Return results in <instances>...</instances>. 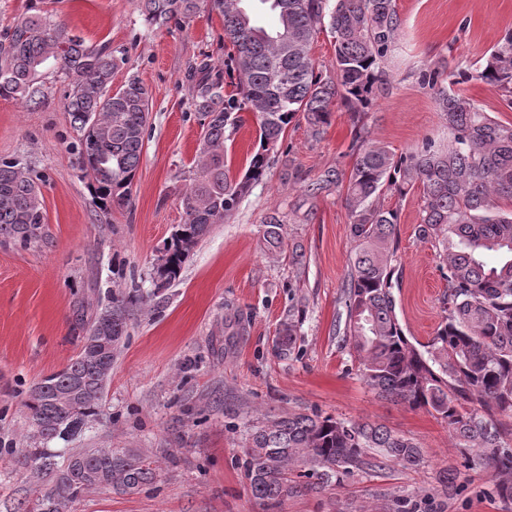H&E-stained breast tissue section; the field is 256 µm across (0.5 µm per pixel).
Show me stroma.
<instances>
[{
	"label": "stroma",
	"mask_w": 512,
	"mask_h": 512,
	"mask_svg": "<svg viewBox=\"0 0 512 512\" xmlns=\"http://www.w3.org/2000/svg\"><path fill=\"white\" fill-rule=\"evenodd\" d=\"M400 35L386 66V85L364 117L373 142L398 153L424 139L448 140V125L419 84L428 67L475 69L512 29V0H396ZM54 21L88 42H110L127 61L113 89L137 77L150 94V114L132 201L97 206L90 176L70 150L76 133L63 107L64 83L47 79L48 98L31 110L0 99V159L19 157L42 176L45 242L0 244V512H31L30 483L7 455L27 428L24 402L44 377L78 353L84 331L78 308L95 313L106 293L138 288L92 428L77 448H122L157 461L153 488L130 495L91 490L70 512H268L249 490L243 445L258 411L318 412L381 425L412 438L422 463L395 461L356 472L343 484L288 499L279 512H392L399 499L420 512H512L493 492L490 469L464 464L448 424L423 410L377 397L357 376L354 356L336 334L344 312L342 285L353 250L341 192L309 186L327 171H350L352 124L336 107L313 136L304 119L289 125L270 155L264 179L234 214L213 225L179 279L156 289L151 269L186 213L182 194L194 170L203 130L188 72L201 59L224 69V92L238 73L217 13L201 9L189 24H149L142 0H53ZM224 142L233 175H241L257 142V121L241 111ZM398 209V314L406 335L433 336L447 282L436 248L415 235L420 192L385 194ZM284 221V250H269L271 215ZM302 245L307 265L294 269L288 245ZM301 300L296 347H273L292 300Z\"/></svg>",
	"instance_id": "obj_1"
}]
</instances>
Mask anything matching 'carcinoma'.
Returning a JSON list of instances; mask_svg holds the SVG:
<instances>
[{"instance_id":"cac0c4a2","label":"carcinoma","mask_w":512,"mask_h":512,"mask_svg":"<svg viewBox=\"0 0 512 512\" xmlns=\"http://www.w3.org/2000/svg\"><path fill=\"white\" fill-rule=\"evenodd\" d=\"M205 1L222 17L240 98L224 96L218 66L203 61L189 74L191 104L204 135L183 195L187 219L171 237L165 270L152 268L155 286L176 281L211 226L224 223L250 186L265 177L268 155L294 119L302 117L317 136L330 125L336 103L344 104L354 126L352 169L347 175L327 173L313 189L316 194L333 184L345 187L350 217L354 251L341 294L346 317L336 335L354 352L357 374L367 386L385 400L444 419L465 463L486 465L494 492L512 500V446L500 421L512 418V212L498 210L499 200H512V122L452 91L454 85L481 81L512 105V31L474 71H423L421 85L448 123V144L427 139L398 155L373 143L363 123L400 29L395 0H257L277 15V27L269 31L246 0H144L146 21L185 25ZM42 3L28 0L25 12L0 30V98L39 106L47 74L67 81L63 106L77 132L78 163L92 177L93 199L106 209L125 208L144 147L148 89L132 77L111 92L125 51L86 42L50 20ZM324 30L335 42L332 74L325 76L315 71L310 55ZM243 108L257 117L259 133L258 148L239 179L224 160V135L237 126ZM37 180L26 160H0V242L27 246L42 240ZM416 187L422 188L416 237L443 252L448 282L442 320L425 343L410 340L398 317L399 211L380 204L387 192L403 199ZM282 228L283 219L269 217L263 234L268 247H282ZM489 252L499 256L494 265L485 260ZM137 301L135 295L114 296L91 316L79 312L85 336L78 356L28 393L30 432L25 446L10 454L30 477L51 479L32 512H70L89 490L135 494L156 482L158 465L138 453L49 447L98 415ZM298 325L292 311L281 321L279 355L292 353ZM385 459L412 469L422 457L411 439L383 426L318 412L267 411L250 427L245 447L251 494L272 509L305 491L340 485Z\"/></svg>"}]
</instances>
